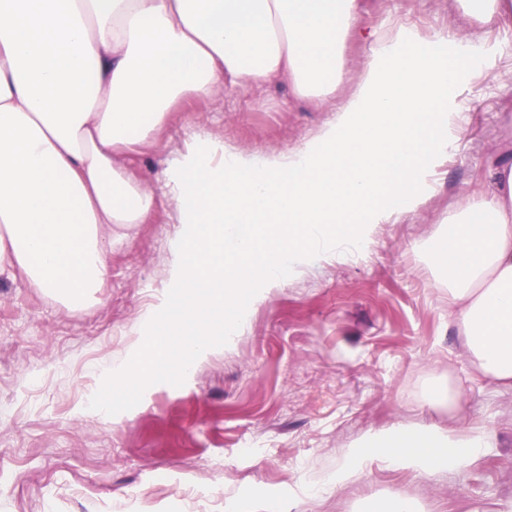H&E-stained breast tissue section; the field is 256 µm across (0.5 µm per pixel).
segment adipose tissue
<instances>
[{
  "mask_svg": "<svg viewBox=\"0 0 512 512\" xmlns=\"http://www.w3.org/2000/svg\"><path fill=\"white\" fill-rule=\"evenodd\" d=\"M361 0H0V269L72 305L107 273L113 228L148 223L167 197L189 231L171 276L196 289L152 316L182 326L177 365L210 350L202 313L260 296L289 272L342 250H363L375 225L419 205L448 148L462 77L492 50L480 33L422 38L397 27L375 41L335 118L272 157L199 136L162 190L131 177L122 157L146 144L184 100L277 80L297 100H327L360 38ZM432 252L465 348L482 374L512 388V166L491 191L448 218ZM487 432L402 423L369 431L332 475L357 479L370 449L424 473L473 462Z\"/></svg>",
  "mask_w": 512,
  "mask_h": 512,
  "instance_id": "ef3b65f1",
  "label": "adipose tissue"
}]
</instances>
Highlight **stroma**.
Here are the masks:
<instances>
[{
    "mask_svg": "<svg viewBox=\"0 0 512 512\" xmlns=\"http://www.w3.org/2000/svg\"><path fill=\"white\" fill-rule=\"evenodd\" d=\"M401 24L428 38L474 28L451 0H362L363 31ZM481 33L498 51L456 87L452 138L418 208L376 225L368 250L325 257L264 290L242 327L214 334L192 373L172 359L154 377L123 376L151 336L178 344L176 321L148 317L176 288L174 244L188 231L168 203L113 245L87 306L0 270V512H225L258 500L360 512L394 495L419 512H512V389L468 357L428 260L449 209L512 160V21ZM334 106L294 101L283 81L228 85L171 112L125 165L157 189L198 135L271 156L313 138ZM437 385L463 400L430 405ZM402 422L478 427L491 446L428 475L373 454L355 481L326 484L364 433Z\"/></svg>",
    "mask_w": 512,
    "mask_h": 512,
    "instance_id": "obj_1",
    "label": "stroma"
}]
</instances>
